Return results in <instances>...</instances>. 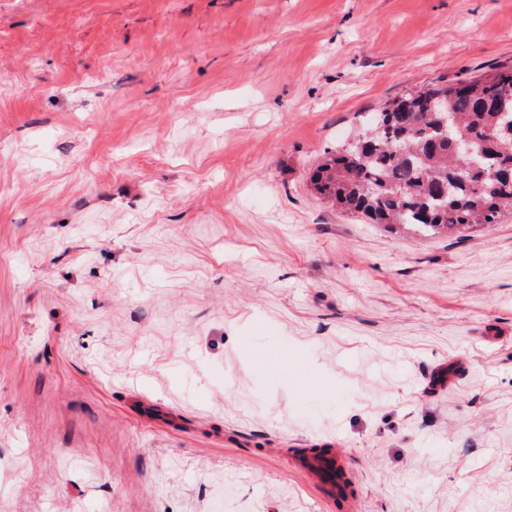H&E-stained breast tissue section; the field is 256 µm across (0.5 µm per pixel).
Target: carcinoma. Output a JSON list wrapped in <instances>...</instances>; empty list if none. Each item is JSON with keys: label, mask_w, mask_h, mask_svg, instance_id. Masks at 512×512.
Listing matches in <instances>:
<instances>
[{"label": "carcinoma", "mask_w": 512, "mask_h": 512, "mask_svg": "<svg viewBox=\"0 0 512 512\" xmlns=\"http://www.w3.org/2000/svg\"><path fill=\"white\" fill-rule=\"evenodd\" d=\"M453 116L479 163L440 131ZM317 193L372 224L462 238L512 215V71L404 94L324 157Z\"/></svg>", "instance_id": "1"}]
</instances>
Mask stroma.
Returning <instances> with one entry per match:
<instances>
[{"label": "stroma", "mask_w": 512, "mask_h": 512, "mask_svg": "<svg viewBox=\"0 0 512 512\" xmlns=\"http://www.w3.org/2000/svg\"><path fill=\"white\" fill-rule=\"evenodd\" d=\"M510 68L512 0H0V512H512V217L309 178ZM295 465L323 486L330 501L345 505L347 490L344 480L349 466L344 458L331 450L308 452L299 456Z\"/></svg>", "instance_id": "1"}]
</instances>
